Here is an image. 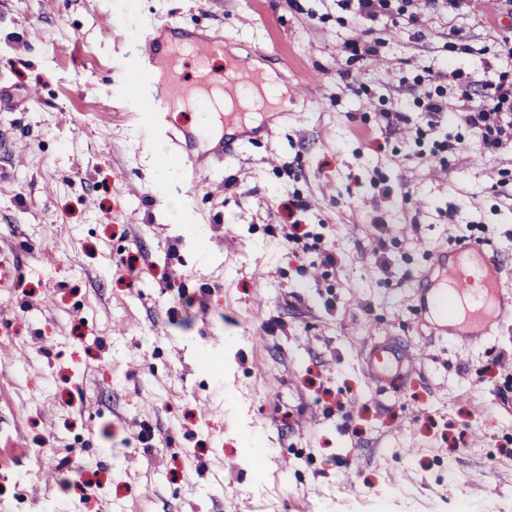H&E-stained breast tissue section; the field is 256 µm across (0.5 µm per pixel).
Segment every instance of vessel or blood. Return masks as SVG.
Instances as JSON below:
<instances>
[{
  "label": "vessel or blood",
  "mask_w": 512,
  "mask_h": 512,
  "mask_svg": "<svg viewBox=\"0 0 512 512\" xmlns=\"http://www.w3.org/2000/svg\"><path fill=\"white\" fill-rule=\"evenodd\" d=\"M224 61V79L216 81L211 68L214 59ZM136 82L132 106L145 113V132L154 138L166 132L168 114L177 107L191 108L230 122L224 99L243 87L261 88L262 72L241 66L238 56L223 37L205 36L170 23L150 26L144 32L137 54ZM181 158L189 168L222 161L226 139H218L205 153L193 151L196 134L183 132ZM443 266L441 280L428 289L424 311L441 323H454L465 342L479 343L494 335L512 310L501 303L503 288L512 286V268L488 257L477 244L463 247L456 261L437 253ZM413 360L410 351L390 343L374 345L366 356L368 375L385 382L400 374Z\"/></svg>",
  "instance_id": "obj_1"
}]
</instances>
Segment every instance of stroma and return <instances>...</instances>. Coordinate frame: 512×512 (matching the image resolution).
<instances>
[{"label": "stroma", "instance_id": "1", "mask_svg": "<svg viewBox=\"0 0 512 512\" xmlns=\"http://www.w3.org/2000/svg\"><path fill=\"white\" fill-rule=\"evenodd\" d=\"M167 22L310 91L186 177L130 109ZM500 83L512 0H0V512H512V320L469 346L421 312L435 250L512 266V144L463 118ZM386 339L416 360L379 384Z\"/></svg>", "mask_w": 512, "mask_h": 512}]
</instances>
